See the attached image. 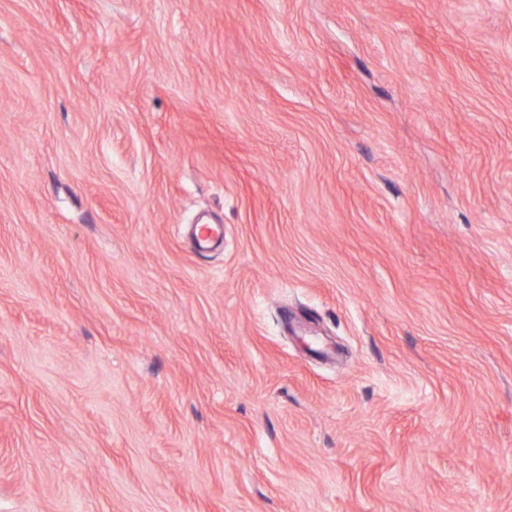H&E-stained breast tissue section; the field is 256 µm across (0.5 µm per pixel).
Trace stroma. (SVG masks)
Segmentation results:
<instances>
[{"mask_svg":"<svg viewBox=\"0 0 512 512\" xmlns=\"http://www.w3.org/2000/svg\"><path fill=\"white\" fill-rule=\"evenodd\" d=\"M0 512H512V0H0Z\"/></svg>","mask_w":512,"mask_h":512,"instance_id":"stroma-1","label":"stroma"}]
</instances>
